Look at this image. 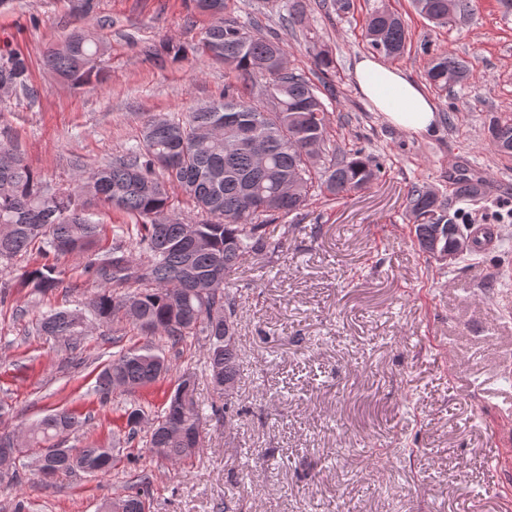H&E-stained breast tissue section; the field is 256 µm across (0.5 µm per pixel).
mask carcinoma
Masks as SVG:
<instances>
[{
    "label": "carcinoma",
    "mask_w": 512,
    "mask_h": 512,
    "mask_svg": "<svg viewBox=\"0 0 512 512\" xmlns=\"http://www.w3.org/2000/svg\"><path fill=\"white\" fill-rule=\"evenodd\" d=\"M415 10L437 27L467 16L471 0H413ZM209 10L211 22L198 51L243 83L224 86L219 99L199 105L183 118L154 114L142 126V140L111 162L80 175L66 187L51 190L24 162L10 142L0 141V264L33 247L43 255L86 258L83 270L95 292L83 309H52L37 325L72 355L82 350L90 322L122 318L147 336H160L175 348L188 336L205 340V368L218 396L233 389L240 377L237 300L231 276L250 256L273 255L282 241L272 226L288 235L284 220L298 215L312 197L329 200L369 188L380 166L361 149L331 146L326 139L327 108L323 98L335 96L332 84L316 85L288 68L287 50L276 33L259 23L243 25L226 17L228 0H196ZM368 48L387 59L407 50L410 37L404 20L375 6L365 24ZM69 50L52 47L45 68L80 88L104 80L98 64L106 45L89 27L74 29L66 38ZM424 79L438 92H448V76L462 84L470 68L446 51L430 52ZM260 91L250 92L249 87ZM29 94L25 57L0 48V98ZM498 151L512 147V121L495 120L489 127ZM456 197L476 200L482 184L453 180ZM178 188L192 202L196 219L188 221L172 209L171 190ZM96 200L135 220L139 260H131L126 242L98 246L102 225L86 214ZM408 208L415 218L418 246L454 245L465 226L442 214L443 202L428 190L413 186ZM63 271L46 261L20 275L24 287L45 294L58 287ZM139 288L119 299L117 288ZM171 366L148 340L113 355L97 375L95 391L103 396L119 384L126 390L146 388L167 379ZM204 408L195 398V378L176 379L156 417L149 452L173 464L191 458L204 447L200 421ZM81 427L80 414L57 409L24 431L25 446L42 448L33 458L44 478L82 472L103 476L115 467L110 444L87 443L64 448L59 438ZM149 486L135 493L104 499L98 512H148Z\"/></svg>",
    "instance_id": "1"
}]
</instances>
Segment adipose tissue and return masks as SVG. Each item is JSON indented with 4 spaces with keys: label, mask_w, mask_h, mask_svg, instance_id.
I'll return each mask as SVG.
<instances>
[{
    "label": "adipose tissue",
    "mask_w": 512,
    "mask_h": 512,
    "mask_svg": "<svg viewBox=\"0 0 512 512\" xmlns=\"http://www.w3.org/2000/svg\"><path fill=\"white\" fill-rule=\"evenodd\" d=\"M354 79L362 96L394 127L415 134L434 129V103L403 72L365 56L355 65Z\"/></svg>",
    "instance_id": "obj_1"
}]
</instances>
